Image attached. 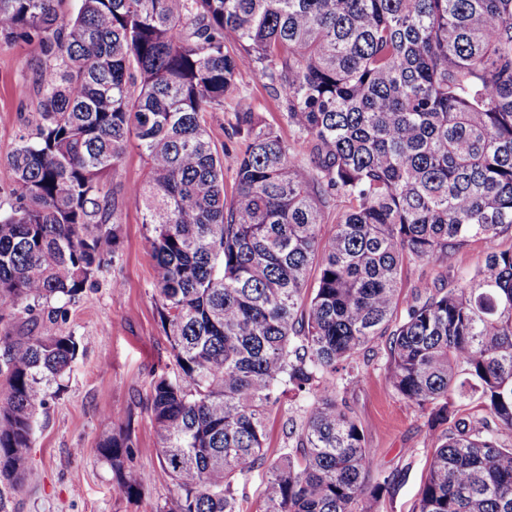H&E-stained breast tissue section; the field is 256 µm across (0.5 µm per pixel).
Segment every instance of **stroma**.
I'll list each match as a JSON object with an SVG mask.
<instances>
[{"label":"stroma","mask_w":512,"mask_h":512,"mask_svg":"<svg viewBox=\"0 0 512 512\" xmlns=\"http://www.w3.org/2000/svg\"><path fill=\"white\" fill-rule=\"evenodd\" d=\"M39 56L22 41L0 43V202L10 200L12 174L7 159L20 133L33 129L37 113L32 96L20 86L31 82ZM246 105L277 125L283 139L293 131L280 119L271 89L251 73L238 79ZM122 259L96 278L76 302L67 304L66 327L83 347L61 383L47 386L36 439L27 451L22 486L12 497V512H157L175 488L160 464V443L148 411L151 383L172 366L155 291L154 263L144 249L146 228L135 207L119 216ZM121 289H113V281ZM383 346L345 394L362 426L379 469L400 474L394 491L384 495L380 512H414L433 452L425 418L389 387ZM130 426L135 441L127 476L150 475L139 495L115 489L101 440Z\"/></svg>","instance_id":"obj_1"}]
</instances>
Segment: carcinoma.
I'll use <instances>...</instances> for the list:
<instances>
[{
    "instance_id": "cac0c4a2",
    "label": "carcinoma",
    "mask_w": 512,
    "mask_h": 512,
    "mask_svg": "<svg viewBox=\"0 0 512 512\" xmlns=\"http://www.w3.org/2000/svg\"><path fill=\"white\" fill-rule=\"evenodd\" d=\"M0 0V39L40 57L36 136L8 159L0 210V512L80 343L63 306L119 262L118 216L148 226L177 375L152 383L158 512H379L377 468L340 391L386 338L392 390L439 431L415 512H512V246L450 269L399 311L403 275L512 233V0ZM249 71L284 141L242 104ZM230 112L232 193L206 129ZM146 177L105 190L127 152ZM334 224L330 235L322 232ZM298 419L274 460L266 419ZM131 430L99 452L133 495ZM244 103L259 112L268 122L274 124L287 142L293 138V131L280 119L278 100L271 89L264 86L251 73L244 72L238 79Z\"/></svg>"
}]
</instances>
